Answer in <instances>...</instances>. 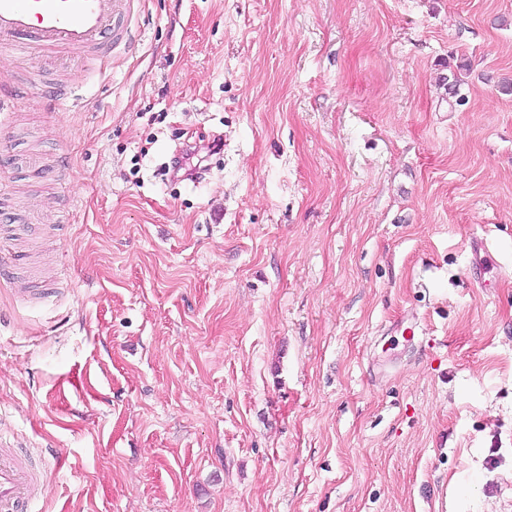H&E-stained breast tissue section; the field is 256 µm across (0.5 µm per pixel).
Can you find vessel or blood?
I'll return each instance as SVG.
<instances>
[{
  "label": "vessel or blood",
  "instance_id": "1",
  "mask_svg": "<svg viewBox=\"0 0 512 512\" xmlns=\"http://www.w3.org/2000/svg\"><path fill=\"white\" fill-rule=\"evenodd\" d=\"M129 0H0V52L46 60L72 50L102 58L125 32ZM469 273L483 283L493 269L486 241L473 242ZM33 470L10 449L0 450V512H29L36 495Z\"/></svg>",
  "mask_w": 512,
  "mask_h": 512
}]
</instances>
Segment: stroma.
<instances>
[{"label":"stroma","instance_id":"obj_1","mask_svg":"<svg viewBox=\"0 0 512 512\" xmlns=\"http://www.w3.org/2000/svg\"><path fill=\"white\" fill-rule=\"evenodd\" d=\"M126 28L41 78L0 53L33 512H512V0H131ZM191 136L223 156L163 181ZM469 273L479 285L485 280V274L494 268L492 251L486 241H475L471 245Z\"/></svg>","mask_w":512,"mask_h":512}]
</instances>
